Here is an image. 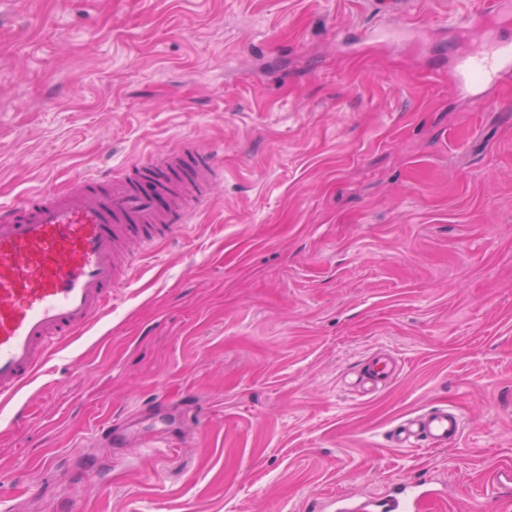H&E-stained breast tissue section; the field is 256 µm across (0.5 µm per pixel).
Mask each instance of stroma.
<instances>
[{
	"label": "stroma",
	"mask_w": 512,
	"mask_h": 512,
	"mask_svg": "<svg viewBox=\"0 0 512 512\" xmlns=\"http://www.w3.org/2000/svg\"><path fill=\"white\" fill-rule=\"evenodd\" d=\"M477 6L412 0L393 48V0H0V207L183 141L222 163L0 406L15 512L74 487L83 512H328L428 480L424 512H512V80L462 93L441 24ZM377 353L400 370L365 394ZM436 405L458 440L396 447ZM109 420L126 447L94 442Z\"/></svg>",
	"instance_id": "stroma-1"
}]
</instances>
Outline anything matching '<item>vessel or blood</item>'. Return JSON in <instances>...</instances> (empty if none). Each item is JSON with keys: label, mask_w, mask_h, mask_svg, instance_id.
I'll return each instance as SVG.
<instances>
[{"label": "vessel or blood", "mask_w": 512, "mask_h": 512, "mask_svg": "<svg viewBox=\"0 0 512 512\" xmlns=\"http://www.w3.org/2000/svg\"><path fill=\"white\" fill-rule=\"evenodd\" d=\"M512 22L505 0H481L456 22L470 50L457 61L462 87L492 86L512 75ZM220 169L214 152L191 143L128 165L120 174H85L70 189L42 190L0 209V401L13 400L44 369L51 351L83 335L112 307L125 279L124 252L179 235L210 197ZM392 358L367 363L373 383L394 374ZM461 415L434 407L402 423V447L440 448L457 440ZM417 486L402 482L384 497L336 501L333 512H413Z\"/></svg>", "instance_id": "obj_1"}]
</instances>
